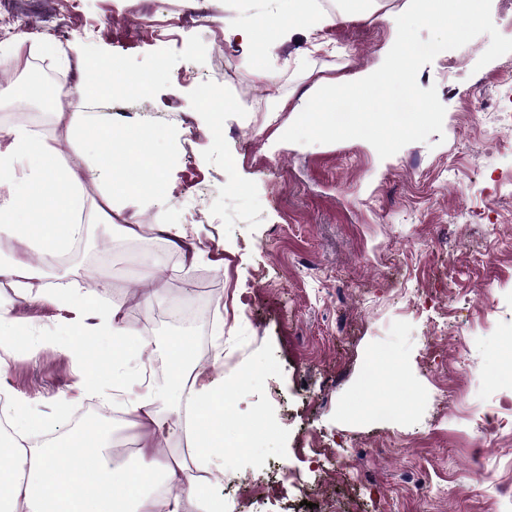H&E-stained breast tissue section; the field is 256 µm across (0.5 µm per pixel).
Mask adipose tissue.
Wrapping results in <instances>:
<instances>
[{
    "mask_svg": "<svg viewBox=\"0 0 512 512\" xmlns=\"http://www.w3.org/2000/svg\"><path fill=\"white\" fill-rule=\"evenodd\" d=\"M68 131L77 143L88 135L98 139L96 178L111 184L116 161L111 129L74 112ZM10 136L7 148L0 150V186L8 185L10 192L0 201V241L19 242L28 255L0 262V276L14 279L21 299L38 303L51 295L31 288L39 274L32 259L64 252L81 235L87 170L77 164L57 175L44 164L46 158L57 156L55 146L29 130H14ZM54 296L79 316L70 344L82 357V392L111 394L113 385L123 384V377L117 374L112 383H103L98 364L82 355L83 339L90 330L115 339L131 336L121 307H100L90 291ZM162 362L171 385L189 394L184 409L195 438L196 465L204 474L224 455V381L196 369L193 347L183 338L172 341ZM28 423L25 409L15 406L14 437L8 448H0V506L6 512H184L188 497L196 501L199 512H224V498L210 480L189 478L183 467L157 461L151 448L141 449L136 464L118 458L104 422L90 423L63 441L40 448L22 444Z\"/></svg>",
    "mask_w": 512,
    "mask_h": 512,
    "instance_id": "adipose-tissue-1",
    "label": "adipose tissue"
}]
</instances>
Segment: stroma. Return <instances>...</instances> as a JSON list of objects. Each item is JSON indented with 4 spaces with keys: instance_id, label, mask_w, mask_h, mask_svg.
<instances>
[{
    "instance_id": "stroma-1",
    "label": "stroma",
    "mask_w": 512,
    "mask_h": 512,
    "mask_svg": "<svg viewBox=\"0 0 512 512\" xmlns=\"http://www.w3.org/2000/svg\"><path fill=\"white\" fill-rule=\"evenodd\" d=\"M0 10V46L26 26L66 16L59 45L116 74L141 77L138 99L109 89L93 96L75 68L53 56L33 60L70 96L63 114L25 97L26 75L0 67V150L5 130L24 126L57 147L56 165L71 162L68 121L82 112L124 132L144 130L162 160L165 199L141 191L106 193L84 182V218L105 244L96 255L72 247L42 258L36 287H107L101 306L121 307L134 337L90 336L86 353L102 372L122 360V396L81 392L79 362L66 350L67 310L21 300L0 277L20 329L46 341L36 356L18 354L0 377V393L25 404L30 441L60 438L84 410L125 411L145 394L150 367L139 338L166 347L183 336L199 370L227 380L251 376L226 408L223 459L210 467L226 512H512V53L478 60L488 35L439 55L418 83L436 88L446 108L443 131L380 159L361 139L332 144L281 141L267 111L297 99L322 79L376 67L402 0H381L372 14L342 0H314L335 14L316 33L290 17L281 0H207V14L185 18L186 0H9ZM276 14L290 40L265 47L225 36L224 18ZM275 76L258 81L256 69ZM218 84L236 109L214 115L196 94L200 80ZM111 211L137 224L138 235L100 223ZM184 225L202 242L193 263L152 235L161 219ZM163 300L144 306L149 289ZM202 301L204 317L185 327L167 319L174 297ZM377 365L373 389L361 387ZM396 400L395 420L380 422L376 401ZM179 391L159 403L166 426L153 437L156 456L197 469L183 454ZM504 424L487 433L482 420ZM259 419L264 432L239 451V421ZM381 450L356 481L345 456ZM480 453L481 468L467 462Z\"/></svg>"
}]
</instances>
